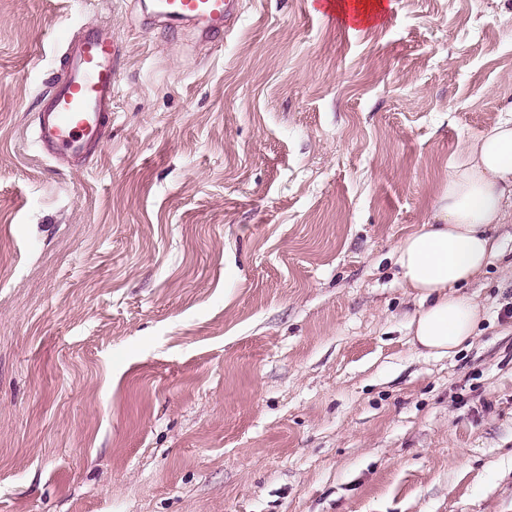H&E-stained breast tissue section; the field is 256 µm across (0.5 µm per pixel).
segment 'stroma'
<instances>
[{
  "instance_id": "1",
  "label": "stroma",
  "mask_w": 512,
  "mask_h": 512,
  "mask_svg": "<svg viewBox=\"0 0 512 512\" xmlns=\"http://www.w3.org/2000/svg\"><path fill=\"white\" fill-rule=\"evenodd\" d=\"M0 0V512H512V223L471 344L414 349L393 248L512 106V0ZM123 45L86 160L36 119ZM159 13L173 20H204L214 31L234 18L232 0H156ZM322 10L335 12L345 18L368 23L374 21L383 10L382 0H336L320 3Z\"/></svg>"
}]
</instances>
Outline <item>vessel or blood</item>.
<instances>
[{"mask_svg":"<svg viewBox=\"0 0 512 512\" xmlns=\"http://www.w3.org/2000/svg\"><path fill=\"white\" fill-rule=\"evenodd\" d=\"M173 20H202L213 30L234 17L233 0H156ZM65 81L38 115L37 137L50 156H82L112 118V98L121 59L115 39L94 32L69 45Z\"/></svg>","mask_w":512,"mask_h":512,"instance_id":"obj_1","label":"vessel or blood"}]
</instances>
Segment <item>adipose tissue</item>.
Masks as SVG:
<instances>
[{"instance_id": "obj_1", "label": "adipose tissue", "mask_w": 512, "mask_h": 512, "mask_svg": "<svg viewBox=\"0 0 512 512\" xmlns=\"http://www.w3.org/2000/svg\"><path fill=\"white\" fill-rule=\"evenodd\" d=\"M434 209L394 249L403 285L417 303L411 342L448 357L474 339L482 308L469 286L499 247L492 234L512 219V117L462 142Z\"/></svg>"}]
</instances>
